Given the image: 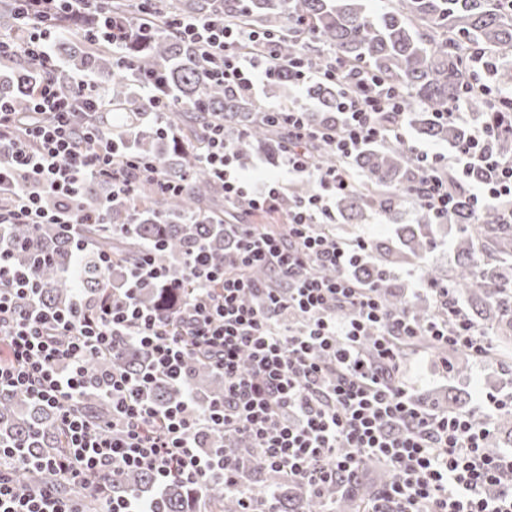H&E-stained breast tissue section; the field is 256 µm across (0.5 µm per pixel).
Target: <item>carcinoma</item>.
<instances>
[{"mask_svg":"<svg viewBox=\"0 0 512 512\" xmlns=\"http://www.w3.org/2000/svg\"><path fill=\"white\" fill-rule=\"evenodd\" d=\"M146 11L156 24L125 49L127 64L134 69L136 82L129 81L112 59V51L89 38L93 23L73 19L51 21L60 30L55 53L62 69L52 77L66 90L75 88L74 75L87 73L95 78L105 99L98 122L120 146V151L158 164L166 177L185 180L187 190L173 195L145 178L138 181V224L126 228L129 208L123 203L111 208L104 224L82 226L90 243L78 277L63 275L70 267L72 244L63 229L34 230L28 224L9 228L11 241L18 244L13 259L39 264L42 299L59 308L67 307L73 288L93 293L111 287L110 275H121L143 245L163 241L156 258L168 266L171 275L181 272L192 250L200 243L209 246L217 264H224V220L212 211L223 191L201 162L205 128L224 123L226 136L235 141L240 156L263 152L278 160L288 150V128L282 123L262 120L263 109L251 95L212 81L205 76L204 48L182 38L165 25L171 16L212 17L234 29L258 30L272 35L288 32L281 39L283 57L302 54L321 66L327 60L323 48L334 51L350 64L362 66L385 78L406 93L405 121L419 133L457 146L466 140L468 128L439 117L461 103L474 107L480 120L492 121L503 112L504 124L512 122V15L498 0H391L381 12L367 9L364 0H146ZM488 71L492 93L487 98L468 93L478 66ZM47 73L23 55L0 60V96L20 112L29 109V90ZM151 82L160 94L175 100L177 111L167 116V134L148 131L141 120L149 114L148 101L140 96L139 85ZM314 101L311 120L326 121L336 111V85L317 80L307 86ZM354 164L366 185L336 200V212L347 224H358L367 213L391 215L412 201L419 181L406 144L397 138L360 152ZM315 185L294 184L282 201L280 213L289 202L308 196ZM459 205L448 215V223L462 231L457 263L450 285L466 299L470 319L488 331L493 340L492 359H512V224L497 205L477 212L468 194L456 190ZM101 195L95 184L86 185L71 201L82 213L96 212ZM437 225L428 213L398 233L399 246L392 250L380 244L370 247L366 267L358 271L369 279L375 265L390 267L410 260H422L435 240ZM112 253V274L99 268L97 250ZM382 300L390 310L409 309L425 318L430 314L413 304L405 287L387 283ZM164 295L155 288L139 294V303L158 308ZM151 363L150 350L127 344L115 355L93 357L87 362L91 373L115 367L126 372H142ZM189 387L220 398L224 385L197 358L189 360ZM154 401L163 406L178 398V392L159 381L152 391ZM81 409L94 418L105 419L110 405L100 398H86ZM496 438L512 445V413L499 416ZM0 438L27 442L34 448H59L63 436L51 410L29 401L21 394L0 397ZM384 478L382 470L368 466L353 482V494L330 489L309 497L288 485L278 492L283 512H321L325 501L338 497L342 509L358 510ZM154 485L152 476L132 472L122 489L146 494ZM207 512H237L235 498L224 493V485L212 484L193 491L175 478L167 481L160 498L163 512H191V505Z\"/></svg>","mask_w":512,"mask_h":512,"instance_id":"cac0c4a2","label":"carcinoma"}]
</instances>
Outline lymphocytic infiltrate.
Masks as SVG:
<instances>
[{"label":"lymphocytic infiltrate","mask_w":512,"mask_h":512,"mask_svg":"<svg viewBox=\"0 0 512 512\" xmlns=\"http://www.w3.org/2000/svg\"><path fill=\"white\" fill-rule=\"evenodd\" d=\"M20 3L26 54L53 71L60 62L53 32L42 26L45 17L61 11L78 17L88 4L102 9L109 0ZM171 24L203 45L214 78L246 93L284 69L297 92L315 80L337 84V110L325 126L312 124L305 104L267 107L288 127L284 177L248 182L223 125H210L205 135L202 162L227 205L277 210L288 180L296 178L314 179L316 189L289 209L287 238L231 224L223 268L213 267L205 252H192L184 278L195 285V296L170 310L145 309L136 301L140 288L169 285V271L152 247H142L122 287L100 296L76 289L71 304L60 309L43 302L35 268L14 265L9 247L0 244V395L21 394L53 409L67 438L60 452L0 443V512H87L84 500L61 496L54 486L25 487L18 474L30 468L91 490L100 512H160L156 500L122 492L131 471L149 473L159 486L172 476L195 488L220 483L237 496L239 512H280L279 481L318 495L329 485L344 487L376 460L390 479L366 512H512V454L486 452L494 433L490 420L419 399L406 352L422 344L461 350L481 363L490 336L451 288L425 285L414 269L415 286H428L434 297L431 314L419 319L406 309L389 311L381 301L389 270H374L365 282L351 274L369 241L346 240L329 229L337 196L359 183L356 155L389 136L403 137V92L365 68H346L337 57L324 70L301 55L282 58L263 33L207 18L175 17ZM76 86L66 92L50 79L34 85L26 112L0 99V227L59 225L80 255L88 243L79 226L102 221L68 206L86 184L107 183L112 198L123 200L134 197L143 175L175 194L186 184L165 177L157 164L118 156L97 128L101 100L94 81L81 78ZM80 110L87 123L78 132L72 117ZM496 132L493 125H471L465 143L448 157L411 146L420 173L415 199L434 221L447 219L457 206L448 186L452 177L462 183L479 175L469 189L475 208L512 210V155L493 152L489 140ZM314 140L331 147L336 163L321 164L306 151ZM46 194L59 199V208L43 206ZM312 264L334 269L335 277L309 275ZM255 266L269 270L278 287L246 278ZM127 343L150 349L146 373H88L92 355L116 353ZM191 356L223 377V400L204 405L189 389ZM159 380L179 391L176 401H154ZM90 395L109 401L111 419L94 422L79 411ZM210 430L244 438L247 446L234 455L220 446L202 449L199 438Z\"/></svg>","instance_id":"1"}]
</instances>
